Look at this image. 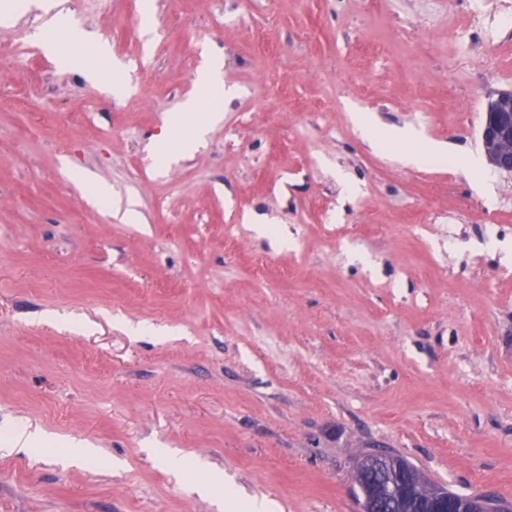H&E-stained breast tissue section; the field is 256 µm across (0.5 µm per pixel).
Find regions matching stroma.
I'll use <instances>...</instances> for the list:
<instances>
[{
	"instance_id": "1",
	"label": "stroma",
	"mask_w": 512,
	"mask_h": 512,
	"mask_svg": "<svg viewBox=\"0 0 512 512\" xmlns=\"http://www.w3.org/2000/svg\"><path fill=\"white\" fill-rule=\"evenodd\" d=\"M65 6L130 90L47 55L37 12L0 26V445L44 436L0 456V512H219L170 453L277 512H362L376 450L512 503V174L461 169L512 92V0ZM208 55L224 117L158 167ZM356 111L447 162L401 165Z\"/></svg>"
}]
</instances>
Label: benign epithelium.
<instances>
[{
	"mask_svg": "<svg viewBox=\"0 0 512 512\" xmlns=\"http://www.w3.org/2000/svg\"><path fill=\"white\" fill-rule=\"evenodd\" d=\"M483 145L492 149V162L499 171L512 173V96L499 98L486 109L482 127ZM357 477L372 484L373 497L370 509L377 512L394 501L406 500L416 505L415 512H467L465 506L448 492L430 488L427 497L418 495L417 482L385 451H376L360 464Z\"/></svg>",
	"mask_w": 512,
	"mask_h": 512,
	"instance_id": "7a95c632",
	"label": "benign epithelium"
}]
</instances>
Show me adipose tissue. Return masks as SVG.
Segmentation results:
<instances>
[{
	"mask_svg": "<svg viewBox=\"0 0 512 512\" xmlns=\"http://www.w3.org/2000/svg\"><path fill=\"white\" fill-rule=\"evenodd\" d=\"M50 20L36 37L45 51L62 65L82 69L87 77L108 86L112 95L124 92L122 85L112 81V57L107 43L89 41L84 32L71 27L67 12L59 0H49L43 7ZM91 46L93 59H86L82 46ZM223 62L209 58L198 74L200 94L187 101L180 112L168 119L164 137L158 142L155 157L160 165L198 149L206 140L211 125L222 117L224 103Z\"/></svg>",
	"mask_w": 512,
	"mask_h": 512,
	"instance_id": "adipose-tissue-1",
	"label": "adipose tissue"
}]
</instances>
